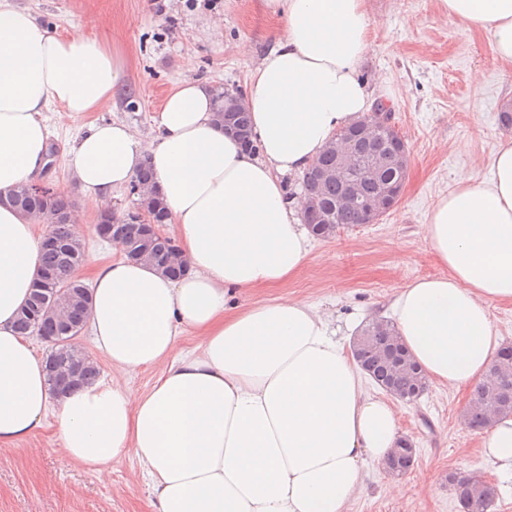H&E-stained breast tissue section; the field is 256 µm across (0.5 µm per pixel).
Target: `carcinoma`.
Here are the masks:
<instances>
[{
    "mask_svg": "<svg viewBox=\"0 0 512 512\" xmlns=\"http://www.w3.org/2000/svg\"><path fill=\"white\" fill-rule=\"evenodd\" d=\"M346 184L333 182L318 187L309 186V193H317L326 204L334 205L344 195ZM9 201L21 214L34 220H49V232L61 243L59 248H46L42 254L41 268L54 275L57 291L61 292V310L84 318L89 313L90 288L75 277V269L85 256V244L74 230V222L63 217L74 213L75 206L67 196L56 191L38 194L27 184L15 187ZM338 228L366 223L364 210L359 207H338L334 212ZM144 244L135 241L127 243L126 257L142 262L177 277L185 273L181 265L168 263V250L154 245L151 255H140ZM39 297L33 293L17 318V330L21 336H57V323L38 314ZM383 321L371 320L361 327L358 337L364 338L353 348V356L362 371L383 391L404 402H414L427 390L429 379L396 333L381 328ZM46 362L54 364L58 371L69 372L79 368L87 380L100 374L98 363L87 353L70 344H53L46 356ZM495 379L473 387L470 403L463 414L465 428L474 431L492 425L500 415H512V389H504L503 379L512 380V346L503 347L492 364ZM414 442L402 437L387 457L385 464L397 473L408 472L415 461ZM448 485L452 487L461 512H490L498 498L495 485L480 490L467 478L454 473L448 474Z\"/></svg>",
    "mask_w": 512,
    "mask_h": 512,
    "instance_id": "obj_1",
    "label": "carcinoma"
}]
</instances>
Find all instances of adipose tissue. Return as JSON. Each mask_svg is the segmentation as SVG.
<instances>
[{
	"instance_id": "obj_1",
	"label": "adipose tissue",
	"mask_w": 512,
	"mask_h": 512,
	"mask_svg": "<svg viewBox=\"0 0 512 512\" xmlns=\"http://www.w3.org/2000/svg\"><path fill=\"white\" fill-rule=\"evenodd\" d=\"M264 2L284 15L285 30L249 76L256 152L215 123L213 89L189 79L166 95L151 143L125 123L98 122L67 152L82 204L99 211L150 164L188 270L172 279L123 257L99 264L92 341L116 375L59 396L15 331L43 238L1 197L40 174L44 112L56 104L97 111L123 66L83 30L53 34L0 0V447L31 436L57 407L62 462L105 477L113 459L132 454L157 512H346L365 460L384 461L400 437L390 403L366 392L345 337L316 306L295 298L229 305L302 268L308 231L282 178L303 171L372 104L359 76L363 0ZM439 5L512 61V0ZM426 240L447 273L398 289L389 304L395 329L436 385L492 380L501 343L489 305L512 302L511 138L493 153L488 177H462L437 200ZM188 330L200 345L174 355ZM156 365L163 371L149 389L130 387L128 376ZM480 448L512 471V415L495 418Z\"/></svg>"
}]
</instances>
